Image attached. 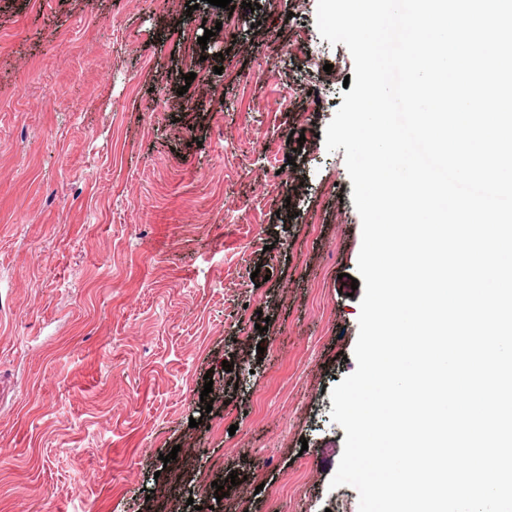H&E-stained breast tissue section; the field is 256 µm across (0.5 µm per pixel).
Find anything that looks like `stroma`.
<instances>
[{"label": "stroma", "instance_id": "35a3bbf8", "mask_svg": "<svg viewBox=\"0 0 512 512\" xmlns=\"http://www.w3.org/2000/svg\"><path fill=\"white\" fill-rule=\"evenodd\" d=\"M183 2L0 0V512H358L353 58L317 0Z\"/></svg>", "mask_w": 512, "mask_h": 512}]
</instances>
